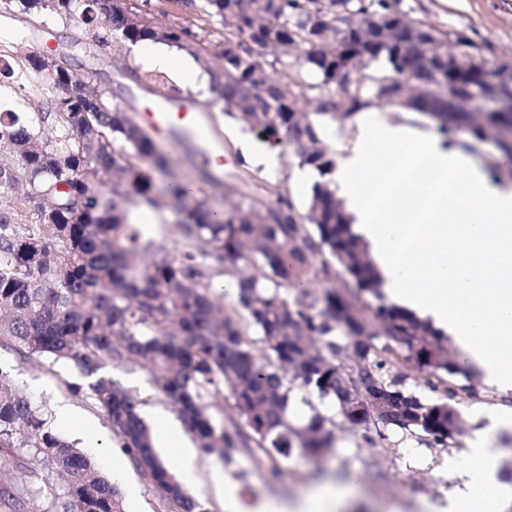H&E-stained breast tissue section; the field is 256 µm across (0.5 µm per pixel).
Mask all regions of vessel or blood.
Wrapping results in <instances>:
<instances>
[{"instance_id": "b4317fda", "label": "vessel or blood", "mask_w": 512, "mask_h": 512, "mask_svg": "<svg viewBox=\"0 0 512 512\" xmlns=\"http://www.w3.org/2000/svg\"><path fill=\"white\" fill-rule=\"evenodd\" d=\"M140 119L145 127L163 140H170L172 133L191 138L197 160L207 171H221L224 152L213 142L207 116L189 99L170 101L162 96L150 98Z\"/></svg>"}]
</instances>
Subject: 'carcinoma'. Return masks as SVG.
<instances>
[{"instance_id":"1","label":"carcinoma","mask_w":512,"mask_h":512,"mask_svg":"<svg viewBox=\"0 0 512 512\" xmlns=\"http://www.w3.org/2000/svg\"><path fill=\"white\" fill-rule=\"evenodd\" d=\"M0 0L6 11L81 22L75 42L108 47L117 56L142 42L176 43L211 73L212 105L224 116L288 149L301 166L329 176L336 156L322 141L321 124L298 114L304 100L318 114L355 125L360 112L390 105L404 76L406 55L422 38L435 58L419 66L427 90L453 92L466 112L415 111L445 140L465 133L474 153L490 139L512 162V111L484 112L489 97L512 105V74L489 70L476 46L409 19L400 0H204L203 11L224 22L217 43L163 22L129 0ZM272 45L276 56L259 60ZM48 68L42 54L0 47L7 88L38 98L36 112L0 107V346L29 359L76 369L84 393L107 416L131 465L157 488L167 512H208L175 479L152 447L140 401L106 376L137 366L167 400L206 454L227 458L238 444L259 450L271 472L292 452L321 454L333 443L336 420L349 421L345 402L379 393L390 414L357 425L373 445L391 433L427 448L457 442L462 399H479L475 372L448 350V337L389 303L371 274L340 202L317 183L304 208L287 185L263 183L251 202L232 192L199 197L174 154L161 148L135 114L114 105L83 113L89 103L63 92L85 60L61 51ZM141 85L168 98L164 76L147 72ZM174 214L183 250L168 256L161 233L129 220V206ZM349 281L319 288L334 270ZM236 284L224 308L213 282ZM376 301L371 312L359 293ZM257 338H249V334ZM423 376L436 394L409 387ZM233 399L229 425L224 392ZM315 396L326 410L312 404ZM309 406L302 424L289 416L295 400ZM24 463L44 479L45 512H125L123 498L82 451L51 427L45 409L22 395L0 366V476ZM0 509L28 512L24 494L0 481Z\"/></svg>"}]
</instances>
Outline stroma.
Listing matches in <instances>:
<instances>
[{
	"instance_id": "35a3bbf8",
	"label": "stroma",
	"mask_w": 512,
	"mask_h": 512,
	"mask_svg": "<svg viewBox=\"0 0 512 512\" xmlns=\"http://www.w3.org/2000/svg\"><path fill=\"white\" fill-rule=\"evenodd\" d=\"M154 11H165L203 32L209 39L220 38L224 26L219 18L207 17L198 7L171 4L170 0H150ZM409 18L426 22L447 32H460L476 45L487 68L512 64V0H401ZM76 23L47 15H26L0 10V41L17 35L25 51L44 47L58 48L61 39L78 35ZM96 59L84 75L108 84L113 100L133 112H143L148 96L127 75L128 70L148 72L137 46H129L120 59L99 48ZM210 128L216 141L223 143L226 163L220 174L222 183L237 184L239 175L254 180L288 182L298 162L292 154L281 152L280 167L268 172L243 160L238 143L248 135L240 125L213 109ZM0 364L11 371L19 390L34 402L45 404L52 426L67 442L89 455L105 476L113 477L123 496L126 512H162L160 494L147 485L112 434L103 412L90 406L85 395L69 391V383L78 379L76 371L63 365L52 366L44 360H24L13 351L0 349ZM110 376L132 391L141 402V413L151 432H158L160 418L173 413L140 369L116 367ZM335 446L323 457L294 453L279 475L269 471L266 457L237 448L228 461L196 452V482L190 493L203 502L209 512H223L225 488H232L240 512H252L261 499L281 505L297 504L308 493L313 475L349 484L356 493L340 503L335 512H431L432 506L446 502L456 481L440 473L448 456H459L463 447L428 448L406 440L384 446L366 444L359 431L342 429L335 433Z\"/></svg>"
}]
</instances>
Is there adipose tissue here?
<instances>
[{"label": "adipose tissue", "instance_id": "ef3b65f1", "mask_svg": "<svg viewBox=\"0 0 512 512\" xmlns=\"http://www.w3.org/2000/svg\"><path fill=\"white\" fill-rule=\"evenodd\" d=\"M330 188L387 298L448 335L492 390L512 395V186L444 145L434 127L370 109L338 146ZM509 431L512 406L504 404L464 460L448 461L464 479L445 512L512 504L498 478V440Z\"/></svg>", "mask_w": 512, "mask_h": 512}]
</instances>
